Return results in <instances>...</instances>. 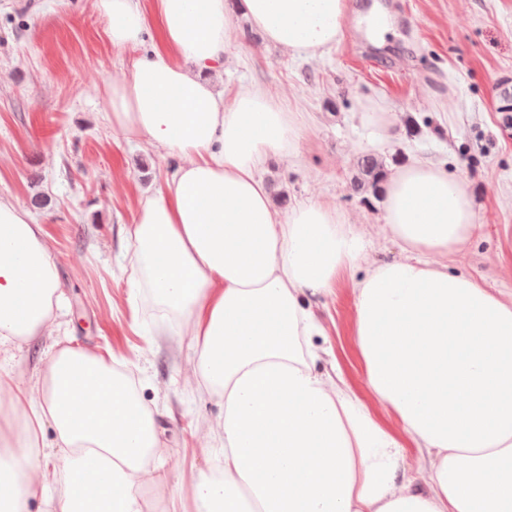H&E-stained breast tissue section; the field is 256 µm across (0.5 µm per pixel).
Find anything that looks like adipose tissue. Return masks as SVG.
I'll return each instance as SVG.
<instances>
[{
  "instance_id": "ef3b65f1",
  "label": "adipose tissue",
  "mask_w": 512,
  "mask_h": 512,
  "mask_svg": "<svg viewBox=\"0 0 512 512\" xmlns=\"http://www.w3.org/2000/svg\"><path fill=\"white\" fill-rule=\"evenodd\" d=\"M121 50L148 22L159 42L106 85L109 119L127 139L177 157L157 195L139 203L130 279L178 316L199 348L197 371L224 401L220 476L192 483L198 512H512V299L443 257L475 233L460 178L415 161L384 185L385 223L406 259L355 285L354 331L369 393L390 405L431 462L417 482L403 446L353 391L308 365L318 328L308 298L363 256L362 233L313 201L278 212L260 170L298 154L299 113L261 89L232 99L223 69L226 0H94ZM267 42L299 57L343 38L347 0H241ZM57 267L26 208L0 198V346L31 341L60 308ZM0 512H27L25 471L52 420L66 493L59 512H143L154 418L129 377L64 348L42 393L0 379Z\"/></svg>"
}]
</instances>
